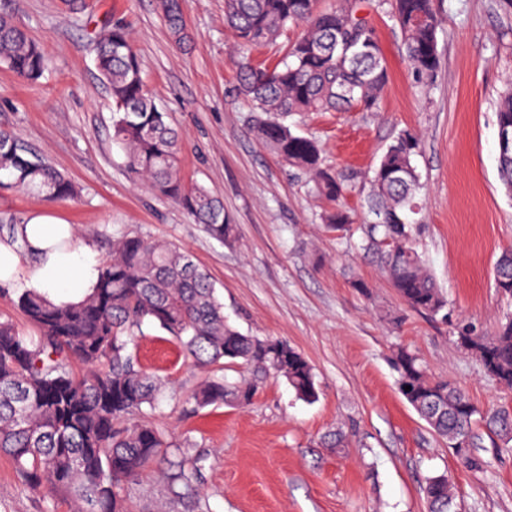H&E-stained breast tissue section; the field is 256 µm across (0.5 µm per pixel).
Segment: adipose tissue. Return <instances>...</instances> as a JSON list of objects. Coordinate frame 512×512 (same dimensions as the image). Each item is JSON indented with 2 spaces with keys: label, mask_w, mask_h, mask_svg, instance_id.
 Masks as SVG:
<instances>
[{
  "label": "adipose tissue",
  "mask_w": 512,
  "mask_h": 512,
  "mask_svg": "<svg viewBox=\"0 0 512 512\" xmlns=\"http://www.w3.org/2000/svg\"><path fill=\"white\" fill-rule=\"evenodd\" d=\"M16 235L24 251L0 242V288H34L63 305L79 302L94 287L100 261L90 246L76 244L73 225L35 214L18 225Z\"/></svg>",
  "instance_id": "1"
}]
</instances>
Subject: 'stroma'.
Returning <instances> with one entry per match:
<instances>
[{
    "label": "stroma",
    "mask_w": 512,
    "mask_h": 512,
    "mask_svg": "<svg viewBox=\"0 0 512 512\" xmlns=\"http://www.w3.org/2000/svg\"><path fill=\"white\" fill-rule=\"evenodd\" d=\"M357 0L375 28L389 81L376 112H301L287 122L316 137L346 180L341 200L356 225L379 156L403 130L420 137L414 163L423 184L415 246L448 301L441 321L408 310L360 235L337 239L322 220L328 205L309 180L253 136V112L236 92L234 37L224 0H185L188 40L172 41L157 0H86L83 14L62 0H0L49 56L33 83L0 66V130L64 173L74 199L50 202L0 189V217L46 213L73 224L99 259L126 235L190 252L211 276L229 324L282 340L313 365L318 398L296 397L268 378L246 407L197 408L206 372L167 333L145 328L133 352L164 381L152 422L188 460L202 459V512H426L428 477L448 475L457 512H512V449L482 441L486 470L466 468L398 389L391 348L416 352L428 373L457 381L479 407H512V391L491 381L453 338L458 321L493 333L512 315L494 287L493 264L512 246V196L497 171L496 107L512 88V9L503 0H438L439 67L420 83L404 59L399 28L378 6ZM123 19L146 88L184 138L186 184L219 195L236 226L224 243L173 201L129 176L112 142V99L95 67V47ZM365 289L355 288V280ZM342 430L346 445L326 447ZM162 468L129 486V512H186L165 491ZM60 497L35 495L0 456V512H69Z\"/></svg>",
    "instance_id": "stroma-1"
}]
</instances>
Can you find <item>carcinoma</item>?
Wrapping results in <instances>:
<instances>
[{
    "mask_svg": "<svg viewBox=\"0 0 512 512\" xmlns=\"http://www.w3.org/2000/svg\"><path fill=\"white\" fill-rule=\"evenodd\" d=\"M382 4L402 33L409 67L419 79L431 80L439 63L435 0ZM159 9L173 42L183 43L182 3L166 0ZM224 21L242 49L303 28L274 66L256 65L244 56L233 59L238 93L256 112L253 129L261 144L306 174L319 196L336 202L347 190L345 180L325 164L319 143L296 133L285 118L353 107L378 111L388 73L375 29L356 15L350 0L326 9L318 8V0H224ZM0 63L27 81L38 80L49 68L37 44L2 14ZM95 66L112 97V142L123 151L127 171L152 192L172 199L212 238L234 239L235 225L223 201L182 180V140L146 89L125 24L112 23L98 41ZM496 124L512 125V90L500 99ZM418 148L417 134L403 130L380 156L370 180L373 219L362 249L377 259L407 307L446 320L448 302L413 244L422 189L413 164ZM497 166L509 193L512 153L497 154ZM0 187L48 200L77 193L71 180L5 131H0ZM325 223L341 237L352 219L346 210L334 208ZM494 285L512 298L511 248L495 263ZM16 304L36 335H24L0 316V455L12 459L29 490L65 496L72 512H127L126 488L148 477L171 447L149 419L161 379L143 370L129 350L145 325L174 337L201 367L240 364L247 369L249 377L233 383L223 377L205 379L193 395L199 408L248 406L270 375L285 378L302 400L313 402L318 396L308 360L286 342L244 335L228 324L210 277L188 251L175 246L127 235L113 244L97 287L81 303L58 307L37 290L25 289ZM456 344L501 388L512 390V318L491 336L461 322ZM74 360L85 372L72 370ZM392 362L408 403L468 468L486 466L473 452L483 436L512 442V409L478 408L456 382L431 377L419 357L402 347ZM480 425L483 435L477 432ZM198 472V466L182 460L170 463L164 474L167 494L195 505ZM424 494L427 512H455L448 476L428 478Z\"/></svg>",
    "mask_w": 512,
    "mask_h": 512,
    "instance_id": "1",
    "label": "carcinoma"
}]
</instances>
